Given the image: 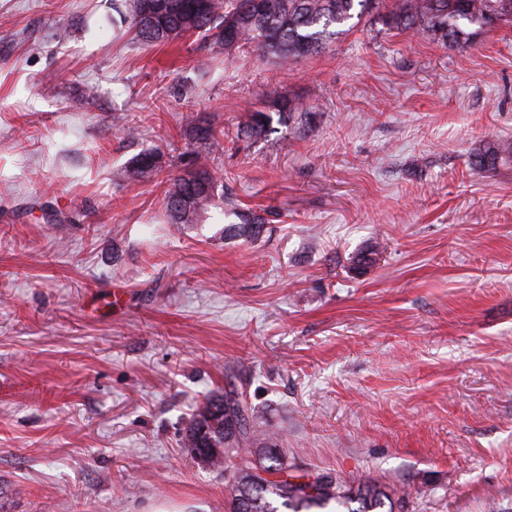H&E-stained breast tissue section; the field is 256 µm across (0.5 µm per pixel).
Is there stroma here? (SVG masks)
Segmentation results:
<instances>
[{
    "label": "stroma",
    "instance_id": "obj_1",
    "mask_svg": "<svg viewBox=\"0 0 512 512\" xmlns=\"http://www.w3.org/2000/svg\"><path fill=\"white\" fill-rule=\"evenodd\" d=\"M112 3L0 0V512H226L183 436L232 384L306 470L512 512V164L469 166L512 139V21L451 48L377 19L285 70L145 48ZM288 93L311 129L212 152L262 238L125 177ZM512 163V140H485L474 148L470 156L471 168L478 172H492ZM153 157L161 160V157L163 156L160 154V152L152 148L145 149L140 154L135 156L129 165L125 167L127 177L132 180H140L157 176L160 172L163 171V169H161L162 166L158 167L156 170H145V163Z\"/></svg>",
    "mask_w": 512,
    "mask_h": 512
}]
</instances>
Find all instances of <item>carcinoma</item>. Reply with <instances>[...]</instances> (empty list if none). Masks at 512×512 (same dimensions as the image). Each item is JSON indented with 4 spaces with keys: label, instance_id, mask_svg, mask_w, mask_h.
Returning a JSON list of instances; mask_svg holds the SVG:
<instances>
[{
    "label": "carcinoma",
    "instance_id": "obj_1",
    "mask_svg": "<svg viewBox=\"0 0 512 512\" xmlns=\"http://www.w3.org/2000/svg\"><path fill=\"white\" fill-rule=\"evenodd\" d=\"M126 21L134 39L146 47L170 44L188 35L203 36L211 52L226 57L244 45H251L264 57L288 66L332 49L336 40L363 22L378 17L385 25L402 32L428 37L438 32L450 46L473 44L487 31L488 19L512 0H262L266 10L258 12L254 0H165L170 5L163 21L153 23L141 16V0H126ZM315 113L291 96L277 95L266 110L253 112L237 136L265 139L278 126H311ZM224 132L210 125L193 126L185 151V174L169 179L164 192V209L171 224H198L214 197L200 190L203 182H218L211 168L213 146ZM161 159L155 149L135 156L125 172L132 180L158 175L162 169H145L151 158ZM512 163V140H485L470 156L471 168L492 172ZM237 222L228 226L236 236L259 239L267 219L255 212L234 209ZM225 397L208 396L199 407L184 436V447L197 450L206 465L220 470L232 468L237 479L227 485L230 512H405L406 495L377 484L356 488L335 479L319 492L310 494L292 482L299 469L288 464L278 448L257 453V434L248 427L244 399L223 420L219 434L205 438L200 425L213 410L224 407ZM221 448L219 455L209 452Z\"/></svg>",
    "mask_w": 512,
    "mask_h": 512
}]
</instances>
